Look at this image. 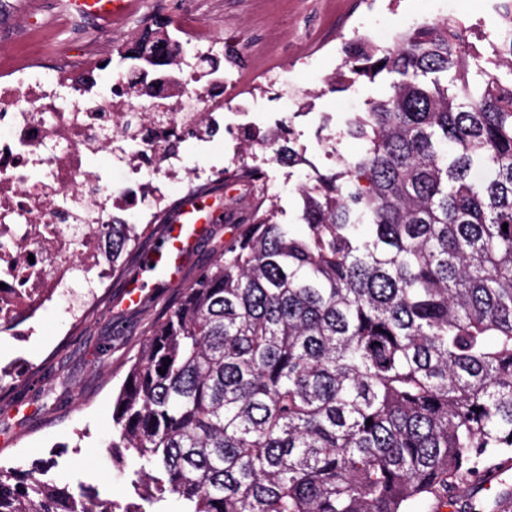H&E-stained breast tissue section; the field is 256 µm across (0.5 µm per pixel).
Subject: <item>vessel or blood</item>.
<instances>
[{
    "label": "vessel or blood",
    "instance_id": "1",
    "mask_svg": "<svg viewBox=\"0 0 512 512\" xmlns=\"http://www.w3.org/2000/svg\"><path fill=\"white\" fill-rule=\"evenodd\" d=\"M65 5L70 14L89 18L104 29L109 23L128 16L133 0H65ZM221 213V207L215 206L207 194L193 196L181 203L162 237L156 256L137 275L123 281L122 293L128 303H138L145 288L158 287V274L178 269L191 240L206 225L214 223Z\"/></svg>",
    "mask_w": 512,
    "mask_h": 512
}]
</instances>
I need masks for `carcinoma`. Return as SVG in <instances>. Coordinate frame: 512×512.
Returning <instances> with one entry per match:
<instances>
[{"mask_svg": "<svg viewBox=\"0 0 512 512\" xmlns=\"http://www.w3.org/2000/svg\"><path fill=\"white\" fill-rule=\"evenodd\" d=\"M497 15L485 52L456 18L345 42L330 92L388 85L336 129L359 153L300 185V233L254 197L113 399L142 501L441 512L512 454V0ZM240 161L224 181L264 177ZM168 220L112 225V276ZM54 466L0 465V512H154Z\"/></svg>", "mask_w": 512, "mask_h": 512, "instance_id": "carcinoma-1", "label": "carcinoma"}]
</instances>
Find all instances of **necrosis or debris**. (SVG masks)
<instances>
[{
  "label": "necrosis or debris",
  "instance_id": "necrosis-or-debris-1",
  "mask_svg": "<svg viewBox=\"0 0 512 512\" xmlns=\"http://www.w3.org/2000/svg\"><path fill=\"white\" fill-rule=\"evenodd\" d=\"M156 64L114 67L124 45L63 55L52 47L0 68V335L37 322L78 276L92 306L112 286L116 224H152L173 192L222 181L224 140L286 129L284 112L243 98L245 49L185 0ZM110 155L112 186L95 162Z\"/></svg>",
  "mask_w": 512,
  "mask_h": 512
}]
</instances>
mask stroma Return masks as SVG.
<instances>
[{
	"instance_id": "35a3bbf8",
	"label": "stroma",
	"mask_w": 512,
	"mask_h": 512,
	"mask_svg": "<svg viewBox=\"0 0 512 512\" xmlns=\"http://www.w3.org/2000/svg\"><path fill=\"white\" fill-rule=\"evenodd\" d=\"M61 0H13L0 26L25 23L36 29L37 39L77 49L85 37L81 25L62 21ZM204 16L223 20L235 30L249 52V65L261 72L283 68L288 72L282 109L295 113L293 128L309 153L320 154L316 115L364 109L380 93L376 84L331 93L325 77L341 62V47L353 33L367 36L379 46H390L400 31L436 19L424 0H200ZM496 0H453L451 15L470 26L469 39L478 42L492 31ZM314 56L317 66L302 64ZM264 168L276 186L273 201L284 224L296 223L301 200L296 186L300 169L277 160ZM237 225H210L189 253L180 278L164 288L146 289L145 303L126 306L120 288L106 293L83 318L72 320L69 310L82 296L70 289L46 303L40 321L29 336L0 335V368L24 364V375L15 389L0 401V464L27 466L57 457L55 477L72 486L98 488L100 493L125 502L135 496L134 462L116 466L105 444L112 427V397L122 383L130 361L141 349L152 319L180 288L192 283L214 261L215 248L232 240ZM110 355H102V348ZM67 386H60V379ZM54 393L55 409L45 412L37 391Z\"/></svg>"
}]
</instances>
